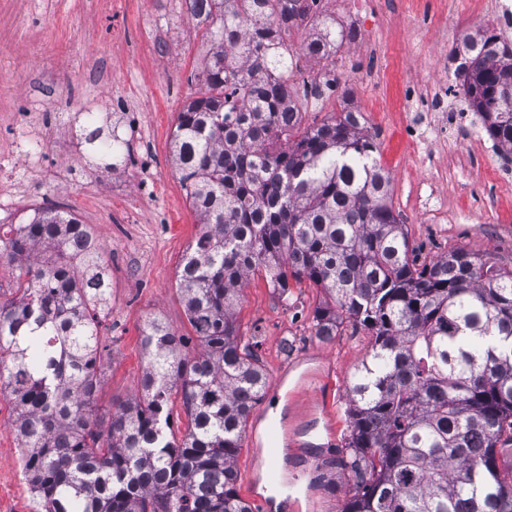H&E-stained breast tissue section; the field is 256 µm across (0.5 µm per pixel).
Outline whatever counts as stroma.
Listing matches in <instances>:
<instances>
[{
    "mask_svg": "<svg viewBox=\"0 0 512 512\" xmlns=\"http://www.w3.org/2000/svg\"><path fill=\"white\" fill-rule=\"evenodd\" d=\"M482 3L323 0L320 15L356 36L337 43L333 62L302 59L289 83L298 90L318 73L335 76L334 90L305 102L301 125L321 124L345 110L360 113L390 174L391 206L419 261L462 248L511 270L512 182L489 177L503 156L486 151L490 139L480 117L468 112L460 127L438 136L432 132L436 115L400 98L406 83L418 85L422 97L439 96L449 54L473 33L469 18ZM211 51L205 24L183 0H0V125H11L15 112L27 108L35 117L32 133L55 168L48 174L17 164L24 140L0 139V224L21 223L44 203L61 204L103 246L112 300L100 328L111 345L96 397L101 415L141 394L140 335L147 321L158 318L177 334L193 333L178 271L199 217L171 164L170 143L179 112L199 92L196 75ZM116 95L138 112L137 133L112 116ZM61 107L69 127L42 121V114ZM91 111L105 114L104 133L128 138L134 153L150 157V167L106 168L82 135ZM413 124L421 133L416 144L404 133ZM322 300L308 281H291L283 298L255 275L243 282L235 307L239 330L254 343L269 377L291 358L312 355L308 377L293 376L279 400L289 401L300 385L304 402L334 411L329 429L319 418L299 423L285 411L276 416L278 432L299 436L301 444L279 460L288 499L271 512H340L352 487L342 465L350 433L346 389L372 337L349 323L332 339L317 337L313 316ZM15 416L9 395L0 393V512H32Z\"/></svg>",
    "mask_w": 512,
    "mask_h": 512,
    "instance_id": "stroma-1",
    "label": "stroma"
}]
</instances>
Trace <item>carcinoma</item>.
<instances>
[{
	"mask_svg": "<svg viewBox=\"0 0 512 512\" xmlns=\"http://www.w3.org/2000/svg\"><path fill=\"white\" fill-rule=\"evenodd\" d=\"M295 2L188 0L218 35L172 140L200 218L179 269L197 346L148 321L142 394L108 426L94 410L109 355L98 332L108 273L97 250L78 267L71 256L90 227L48 207L0 224V250L24 276L19 297L0 299V390L15 402L37 512H252L236 460L269 378L234 307L255 274L283 294L290 277L320 289L319 338L346 322L372 333L347 387L353 494L342 512H512V471L499 464L512 452L501 447L512 430V270L460 248L418 263L359 113L299 131L288 80L300 58L336 53V20ZM308 20L324 31L318 56L288 46V30ZM455 75L511 158L512 111L500 106L512 48L486 35ZM86 141L108 168L131 154L98 127Z\"/></svg>",
	"mask_w": 512,
	"mask_h": 512,
	"instance_id": "1",
	"label": "carcinoma"
}]
</instances>
